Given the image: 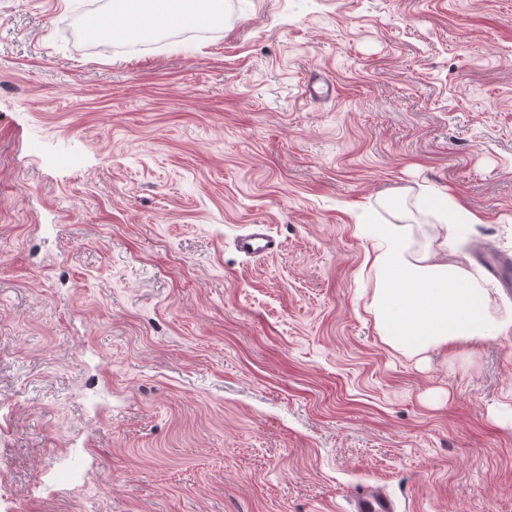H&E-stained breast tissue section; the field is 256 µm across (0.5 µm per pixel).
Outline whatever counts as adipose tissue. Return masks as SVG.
<instances>
[{
  "instance_id": "1",
  "label": "adipose tissue",
  "mask_w": 512,
  "mask_h": 512,
  "mask_svg": "<svg viewBox=\"0 0 512 512\" xmlns=\"http://www.w3.org/2000/svg\"><path fill=\"white\" fill-rule=\"evenodd\" d=\"M112 4V12L98 25L107 35L133 31L151 21L161 30L223 19L219 0H112ZM370 259L376 286L369 311L384 342L394 350L416 355L512 334V313L492 317L489 289L449 263L447 242L411 256L400 229L390 228Z\"/></svg>"
}]
</instances>
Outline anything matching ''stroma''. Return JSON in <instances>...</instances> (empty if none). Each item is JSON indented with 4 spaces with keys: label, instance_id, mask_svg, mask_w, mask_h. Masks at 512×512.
I'll use <instances>...</instances> for the list:
<instances>
[{
    "label": "stroma",
    "instance_id": "1",
    "mask_svg": "<svg viewBox=\"0 0 512 512\" xmlns=\"http://www.w3.org/2000/svg\"><path fill=\"white\" fill-rule=\"evenodd\" d=\"M223 3L131 49L0 0V512H512V336L366 311L369 228L435 248L438 191L512 310V0ZM237 247L252 257H268L278 251L279 243L265 233H250L238 238ZM353 507L356 512H394L386 496L368 487L356 493Z\"/></svg>",
    "mask_w": 512,
    "mask_h": 512
}]
</instances>
